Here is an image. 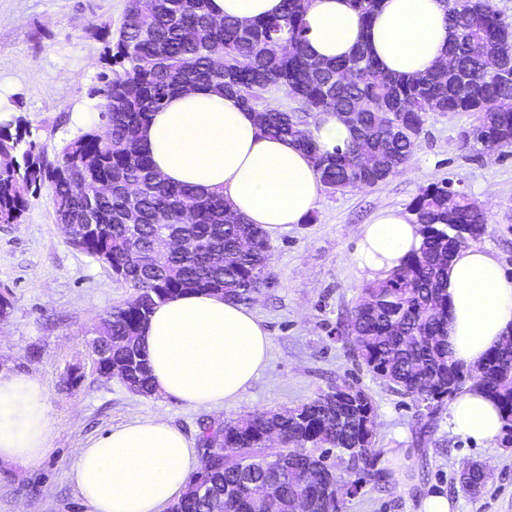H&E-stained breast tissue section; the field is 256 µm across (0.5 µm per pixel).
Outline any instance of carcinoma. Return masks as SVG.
<instances>
[{
	"label": "carcinoma",
	"mask_w": 512,
	"mask_h": 512,
	"mask_svg": "<svg viewBox=\"0 0 512 512\" xmlns=\"http://www.w3.org/2000/svg\"><path fill=\"white\" fill-rule=\"evenodd\" d=\"M310 0H284L282 14L242 24L218 20L209 0H127L112 45L113 77L98 93L107 135L87 132L48 160L33 141L0 126V224H17L33 187L49 183L58 220L70 243L112 270L135 291L96 326L102 339L90 350L102 375L151 396L155 387L140 330L155 307L188 291L244 302L270 284L272 247L219 194L168 185L140 151L136 134L174 92L198 84L238 94L257 113L262 131L287 138L309 153L325 187L365 189L403 172L429 114L475 116L465 141L512 147V24L494 0H446L452 38L449 66L416 76L369 74L377 62L361 45L348 57L321 61L307 53L305 20ZM285 91L293 106L271 108L267 94ZM331 110L352 139L322 153L307 133L309 120ZM423 236L402 267L365 284L340 335L353 360L395 392L412 399L420 420L435 425L448 402L477 388L498 406L500 445L512 447V345L492 350L465 369L448 349V261L478 243L485 212L443 179L420 190L409 207ZM178 232L190 253L167 249ZM377 411L355 383H338L293 408L268 409L203 428L201 464L173 504L174 512H343L345 500L327 486L347 482L354 497L390 482L372 445ZM478 495L487 482L471 463L459 477ZM217 492L209 503L195 484Z\"/></svg>",
	"instance_id": "1"
}]
</instances>
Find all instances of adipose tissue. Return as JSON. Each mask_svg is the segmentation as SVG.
Masks as SVG:
<instances>
[{
    "label": "adipose tissue",
    "mask_w": 512,
    "mask_h": 512,
    "mask_svg": "<svg viewBox=\"0 0 512 512\" xmlns=\"http://www.w3.org/2000/svg\"><path fill=\"white\" fill-rule=\"evenodd\" d=\"M283 0H210L217 18L252 22L282 13ZM307 51L320 60L366 45L383 72L412 76L445 58L452 37L443 0H379L363 21L349 0H310ZM308 130L325 152L350 130L320 112ZM140 146L165 182L223 194L245 222L277 236L303 223L324 186L312 158L286 139L264 135L238 95L200 85L172 95L139 131ZM420 227L395 208L363 225L357 266L380 278L419 249ZM448 345L453 360L474 368L512 329V276L484 247L458 250L448 264ZM157 393L187 407L236 400L266 367L271 338L243 305L190 292L154 310L140 337ZM503 421L477 390L448 408V429L480 445L494 443ZM46 388L34 375L0 367V463L32 465L50 450ZM199 460L191 441L165 419L137 418L86 441L71 478L92 512H164L178 499Z\"/></svg>",
    "instance_id": "obj_1"
}]
</instances>
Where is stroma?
<instances>
[{"label":"stroma","instance_id":"stroma-1","mask_svg":"<svg viewBox=\"0 0 512 512\" xmlns=\"http://www.w3.org/2000/svg\"><path fill=\"white\" fill-rule=\"evenodd\" d=\"M126 0H0V96L48 160L85 132L102 129L95 95L112 67L106 60ZM474 118L433 114L406 170L372 188L324 190L312 222L271 238L270 284L248 307L271 336L266 369L238 399L188 408L159 395L144 397L99 375L85 342L113 306L134 295L100 262L72 246L55 219L49 185L31 196L20 223L0 224V291L12 301L0 321V366L39 376L53 423L51 449L37 464H0V512H90L70 477L85 442L137 417L162 416L190 440L203 426L270 408H288L347 381L377 408L374 449L392 474L388 487H368L345 512H420L441 494L454 512H512V448L477 445L440 419L422 432L410 398L349 357L337 328L368 275L352 261L357 235L382 208L408 209L420 189L448 179L485 210L481 246L512 275V148L464 144ZM82 378L73 386L71 369ZM490 478L478 496L462 490L468 462Z\"/></svg>","mask_w":512,"mask_h":512}]
</instances>
